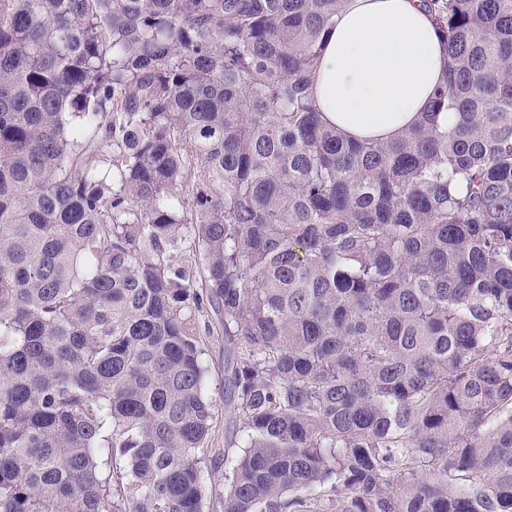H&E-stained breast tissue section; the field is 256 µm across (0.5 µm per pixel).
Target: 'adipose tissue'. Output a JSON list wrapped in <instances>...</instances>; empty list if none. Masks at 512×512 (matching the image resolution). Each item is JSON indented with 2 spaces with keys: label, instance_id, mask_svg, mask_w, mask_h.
I'll return each instance as SVG.
<instances>
[{
  "label": "adipose tissue",
  "instance_id": "adipose-tissue-1",
  "mask_svg": "<svg viewBox=\"0 0 512 512\" xmlns=\"http://www.w3.org/2000/svg\"><path fill=\"white\" fill-rule=\"evenodd\" d=\"M446 65L421 0H347L320 52L315 102L345 137L388 142L420 120Z\"/></svg>",
  "mask_w": 512,
  "mask_h": 512
}]
</instances>
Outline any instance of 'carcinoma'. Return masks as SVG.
Masks as SVG:
<instances>
[{
	"mask_svg": "<svg viewBox=\"0 0 512 512\" xmlns=\"http://www.w3.org/2000/svg\"><path fill=\"white\" fill-rule=\"evenodd\" d=\"M343 2L0 0V512H512V0H424L387 143L310 95ZM205 336L203 355L204 364L207 367L206 393L215 405L216 421L214 424L212 438L214 443L209 448H221L223 457L214 462L211 482L217 484L224 480V434L227 437H234L236 434L235 422L229 411L224 406V335Z\"/></svg>",
	"mask_w": 512,
	"mask_h": 512,
	"instance_id": "obj_1",
	"label": "carcinoma"
}]
</instances>
